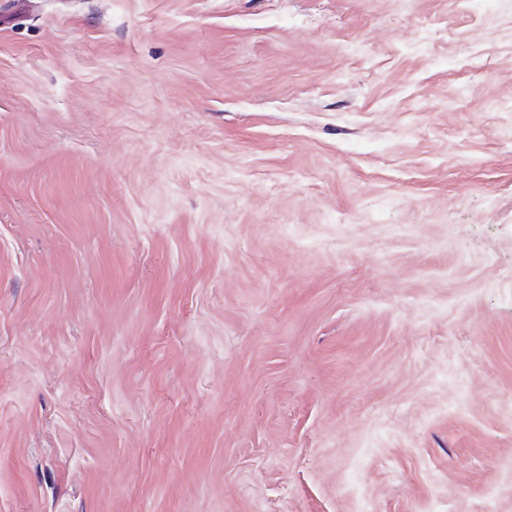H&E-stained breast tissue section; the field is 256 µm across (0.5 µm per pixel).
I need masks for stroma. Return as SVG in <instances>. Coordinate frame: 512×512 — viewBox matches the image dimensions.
Here are the masks:
<instances>
[{
  "label": "stroma",
  "mask_w": 512,
  "mask_h": 512,
  "mask_svg": "<svg viewBox=\"0 0 512 512\" xmlns=\"http://www.w3.org/2000/svg\"><path fill=\"white\" fill-rule=\"evenodd\" d=\"M0 512H512V0H0Z\"/></svg>",
  "instance_id": "35a3bbf8"
}]
</instances>
